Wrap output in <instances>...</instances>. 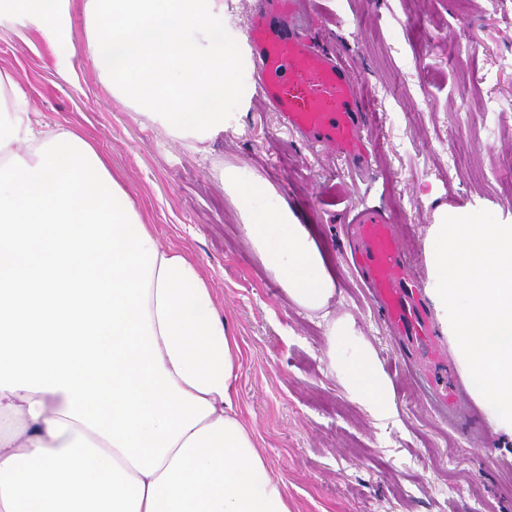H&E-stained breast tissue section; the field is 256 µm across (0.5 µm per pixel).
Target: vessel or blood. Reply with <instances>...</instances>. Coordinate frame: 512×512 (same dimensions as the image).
I'll use <instances>...</instances> for the list:
<instances>
[{"instance_id":"obj_1","label":"vessel or blood","mask_w":512,"mask_h":512,"mask_svg":"<svg viewBox=\"0 0 512 512\" xmlns=\"http://www.w3.org/2000/svg\"><path fill=\"white\" fill-rule=\"evenodd\" d=\"M296 0H264L246 30L255 58L253 78L265 104L285 125L344 156H359L364 122L362 92L343 61L310 49L294 23ZM364 283L397 336L421 356L427 386L443 404L467 405L461 374L438 340L400 235L382 209H353Z\"/></svg>"}]
</instances>
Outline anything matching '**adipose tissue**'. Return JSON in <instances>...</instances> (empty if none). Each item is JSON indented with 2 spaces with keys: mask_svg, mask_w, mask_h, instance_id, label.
Instances as JSON below:
<instances>
[{
  "mask_svg": "<svg viewBox=\"0 0 512 512\" xmlns=\"http://www.w3.org/2000/svg\"><path fill=\"white\" fill-rule=\"evenodd\" d=\"M242 231L299 307L336 282L263 177L224 170ZM348 396L392 386L350 318L328 328ZM241 349L213 290L77 130L40 136L0 71V512H295L236 411Z\"/></svg>",
  "mask_w": 512,
  "mask_h": 512,
  "instance_id": "ef3b65f1",
  "label": "adipose tissue"
}]
</instances>
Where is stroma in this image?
Wrapping results in <instances>:
<instances>
[{
  "mask_svg": "<svg viewBox=\"0 0 512 512\" xmlns=\"http://www.w3.org/2000/svg\"><path fill=\"white\" fill-rule=\"evenodd\" d=\"M61 18L63 40L50 44L29 20L0 16V71L16 75L38 129L94 141L158 241L209 281L242 350L240 416L297 512H512V443L483 409L442 418L421 375H394L401 348L362 287L346 223L353 207H383L424 284L439 207L512 224V0L495 15L483 0H301L307 43L342 59L363 90L362 162L303 140L258 96L212 140L175 138L101 82L76 0ZM228 166L265 178L309 225L336 278L327 314L296 306L251 249L224 191ZM347 316L390 377L387 417L350 400L330 365L327 320Z\"/></svg>",
  "mask_w": 512,
  "mask_h": 512,
  "instance_id": "35a3bbf8",
  "label": "stroma"
}]
</instances>
